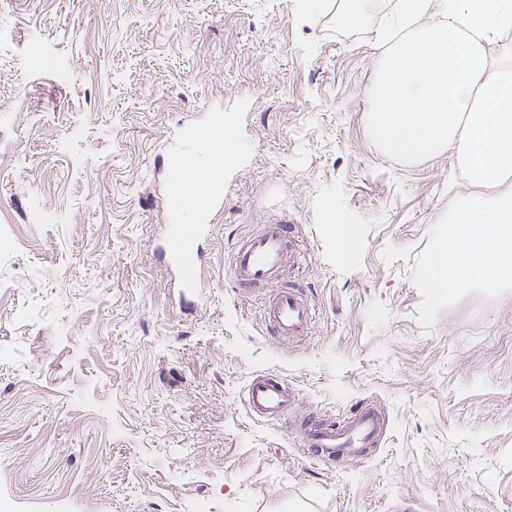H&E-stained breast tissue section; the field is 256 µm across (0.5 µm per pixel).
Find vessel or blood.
I'll list each match as a JSON object with an SVG mask.
<instances>
[{
  "instance_id": "vessel-or-blood-1",
  "label": "vessel or blood",
  "mask_w": 512,
  "mask_h": 512,
  "mask_svg": "<svg viewBox=\"0 0 512 512\" xmlns=\"http://www.w3.org/2000/svg\"><path fill=\"white\" fill-rule=\"evenodd\" d=\"M199 109L205 117L203 126L179 129L172 139L177 145V155L195 160L187 188L197 229L202 232L207 230L213 214L224 207V170L210 161L197 163L196 158L209 149L223 148L224 138L219 129L224 119L212 111L209 102H202ZM295 233L292 221L273 219L263 224L258 233L239 240L231 258L235 286L275 287L295 258ZM264 319L274 335L296 339L304 336L309 328L312 306L295 289H276L264 307ZM242 398L250 416L264 423L280 421L289 407L287 383L283 377L273 374L252 376ZM386 425V414L380 404L363 399L353 404L338 424L304 426L303 452L320 463L343 457L359 460L377 445Z\"/></svg>"
}]
</instances>
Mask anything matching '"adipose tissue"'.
<instances>
[{
    "instance_id": "ef3b65f1",
    "label": "adipose tissue",
    "mask_w": 512,
    "mask_h": 512,
    "mask_svg": "<svg viewBox=\"0 0 512 512\" xmlns=\"http://www.w3.org/2000/svg\"><path fill=\"white\" fill-rule=\"evenodd\" d=\"M433 24H424V17ZM401 36L369 92L373 138L409 158L452 150L475 193L448 211L425 284L512 288V0H396Z\"/></svg>"
}]
</instances>
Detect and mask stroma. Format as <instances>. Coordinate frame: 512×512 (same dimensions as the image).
<instances>
[{"label": "stroma", "instance_id": "1", "mask_svg": "<svg viewBox=\"0 0 512 512\" xmlns=\"http://www.w3.org/2000/svg\"><path fill=\"white\" fill-rule=\"evenodd\" d=\"M394 2L346 29L343 0H0V512H512V288L425 286L472 187L452 152L408 161L367 128ZM203 98L233 151L193 302L155 176ZM273 217L305 254L279 285L313 306L291 343L230 272ZM265 373L295 396L273 425L241 399ZM364 398L379 447L303 456L302 424Z\"/></svg>", "mask_w": 512, "mask_h": 512}]
</instances>
